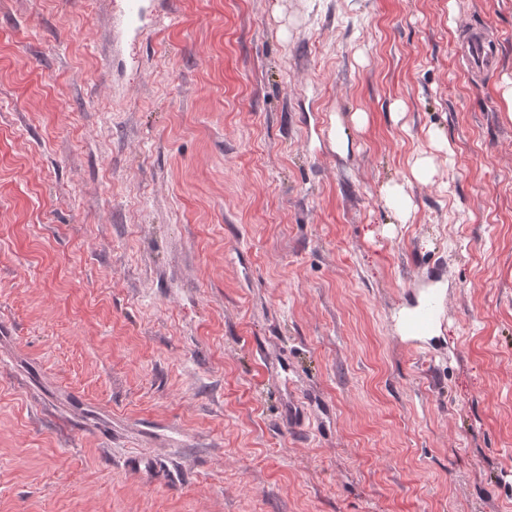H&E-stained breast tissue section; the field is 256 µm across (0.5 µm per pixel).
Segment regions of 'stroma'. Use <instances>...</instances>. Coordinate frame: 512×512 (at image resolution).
Here are the masks:
<instances>
[{"mask_svg":"<svg viewBox=\"0 0 512 512\" xmlns=\"http://www.w3.org/2000/svg\"><path fill=\"white\" fill-rule=\"evenodd\" d=\"M139 5L0 0V512H512V0ZM467 59L470 67L475 73H486L493 71L497 64V58L487 47L484 37L480 32L473 31L467 41ZM442 305L440 296L427 298L408 321L406 326L408 336H424L435 320L442 315Z\"/></svg>","mask_w":512,"mask_h":512,"instance_id":"obj_1","label":"stroma"}]
</instances>
